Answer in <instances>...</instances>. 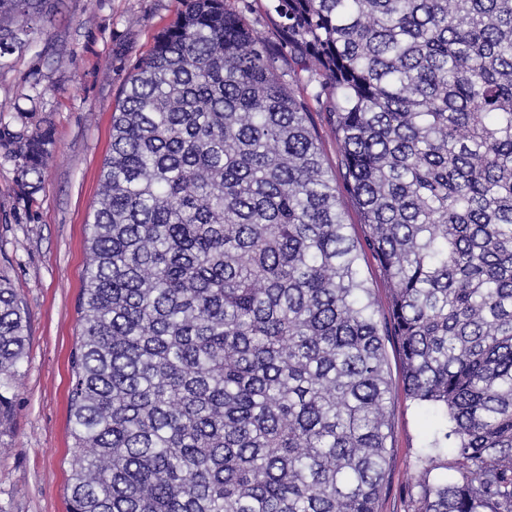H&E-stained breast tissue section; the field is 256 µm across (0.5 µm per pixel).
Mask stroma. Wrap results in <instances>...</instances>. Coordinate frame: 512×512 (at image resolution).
I'll use <instances>...</instances> for the list:
<instances>
[{
    "instance_id": "obj_1",
    "label": "stroma",
    "mask_w": 512,
    "mask_h": 512,
    "mask_svg": "<svg viewBox=\"0 0 512 512\" xmlns=\"http://www.w3.org/2000/svg\"><path fill=\"white\" fill-rule=\"evenodd\" d=\"M183 0H50L22 47L0 59V121L49 124L54 145L40 190L26 199L0 157V278L29 313V345L0 424V512H67L72 444L69 356L79 341L86 225L112 141V114L133 64ZM392 458L380 512H404L403 491L439 418L405 398L388 354Z\"/></svg>"
}]
</instances>
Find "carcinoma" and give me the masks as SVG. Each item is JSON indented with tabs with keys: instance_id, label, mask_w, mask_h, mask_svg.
Segmentation results:
<instances>
[{
	"instance_id": "1",
	"label": "carcinoma",
	"mask_w": 512,
	"mask_h": 512,
	"mask_svg": "<svg viewBox=\"0 0 512 512\" xmlns=\"http://www.w3.org/2000/svg\"><path fill=\"white\" fill-rule=\"evenodd\" d=\"M184 3L112 115L69 512H378L389 344L443 421L405 512H512V0ZM47 6L0 0V55ZM51 146L0 127L25 194ZM28 340L0 280V420ZM362 275L368 285L373 288L379 310L386 311L391 298L390 286L372 258L369 257L368 261L362 263Z\"/></svg>"
}]
</instances>
